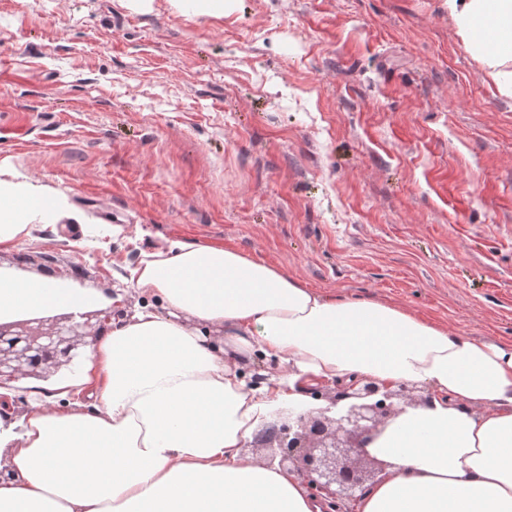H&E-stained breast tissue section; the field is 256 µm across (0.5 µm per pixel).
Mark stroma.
Instances as JSON below:
<instances>
[{
	"instance_id": "obj_1",
	"label": "stroma",
	"mask_w": 512,
	"mask_h": 512,
	"mask_svg": "<svg viewBox=\"0 0 512 512\" xmlns=\"http://www.w3.org/2000/svg\"><path fill=\"white\" fill-rule=\"evenodd\" d=\"M0 168L83 217L0 265L82 270L119 314L185 240L512 342V98L445 0H0Z\"/></svg>"
}]
</instances>
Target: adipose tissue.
<instances>
[{
	"mask_svg": "<svg viewBox=\"0 0 512 512\" xmlns=\"http://www.w3.org/2000/svg\"><path fill=\"white\" fill-rule=\"evenodd\" d=\"M456 36L512 96V0H445ZM0 175V252L72 212ZM132 277L150 303L110 323L76 374L0 416V512H316V497L245 446L317 385L425 388L368 450L383 464L353 512H512V342L461 336L402 307L306 287L221 245L179 240ZM70 278L0 266V323L110 306ZM223 340H215L216 332ZM281 372L258 386L255 354Z\"/></svg>",
	"mask_w": 512,
	"mask_h": 512,
	"instance_id": "adipose-tissue-1",
	"label": "adipose tissue"
}]
</instances>
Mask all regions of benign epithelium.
I'll use <instances>...</instances> for the list:
<instances>
[{"label": "benign epithelium", "instance_id": "7a95c632", "mask_svg": "<svg viewBox=\"0 0 512 512\" xmlns=\"http://www.w3.org/2000/svg\"><path fill=\"white\" fill-rule=\"evenodd\" d=\"M112 319V309L20 319L0 324V387L23 378L71 366ZM417 404L408 387L392 389L373 382L350 392L336 386L328 406L289 411L256 436V445L273 448L278 465L297 475L312 495L332 505L354 501L381 463L367 451L389 420Z\"/></svg>", "mask_w": 512, "mask_h": 512}]
</instances>
